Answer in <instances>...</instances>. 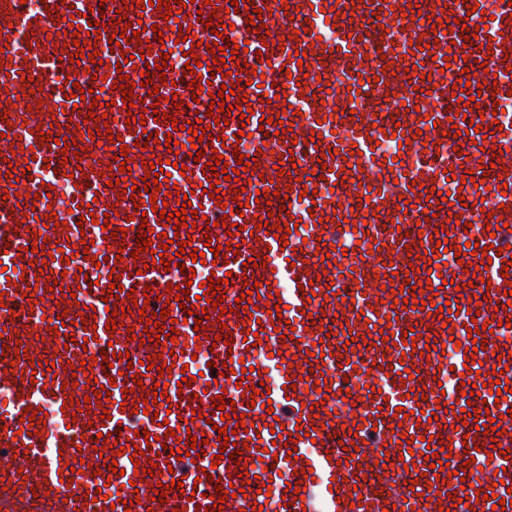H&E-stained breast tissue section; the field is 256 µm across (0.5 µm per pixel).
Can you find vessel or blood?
Here are the masks:
<instances>
[{
	"label": "vessel or blood",
	"instance_id": "1",
	"mask_svg": "<svg viewBox=\"0 0 512 512\" xmlns=\"http://www.w3.org/2000/svg\"><path fill=\"white\" fill-rule=\"evenodd\" d=\"M412 0H250L248 7L234 9L231 0H192L177 19L164 20L157 6L141 8L122 0H45L44 7L21 11L18 0H0V106L7 111L0 119V158H14L31 177L24 185L0 169V512H205L212 507L215 479L233 484L239 496L226 498L223 512H439V502L450 499L456 512H512V459L504 449L512 447V394L492 402L487 388L493 369L512 381V300L504 290L503 268L512 261V114L492 113L494 101H505L512 90V0H497L487 12L477 0H422L416 17L402 15ZM387 14H379V7ZM126 8L129 22H142L140 36L126 34L119 51H112L107 32L109 18ZM294 16H287L286 8ZM262 9L263 25L248 32L251 10ZM216 14L224 27L212 35L204 17ZM99 23L100 40L88 41L85 53L96 54L104 66L90 72L89 61L74 63L73 33L87 34L90 22ZM164 35L184 32L181 52L196 50L201 83L209 93L221 86L245 81L244 91L225 95L232 105L230 124L212 126L213 141L204 152L220 150L224 162L234 164L233 146L239 131L251 133V147L262 150L258 161L240 173L245 184L235 194L229 182H216L206 162L177 157L161 193L150 197L144 188H133L144 177L143 142L148 135L166 139L173 130L170 115L179 122L206 119V112L188 107V86L163 85L158 97L141 87V69L161 61L162 47L154 42L151 25ZM335 38L318 46L325 30ZM282 40L278 50L262 47V36ZM247 44L246 63L229 62L228 76L211 75L213 56L206 46L225 45L227 40ZM149 56H141L142 46ZM452 64H445L447 55ZM417 68L408 76L407 68ZM471 73L469 86H462V69ZM31 78L54 77L57 90L40 109L19 113L11 97L20 95L21 72ZM129 75L135 84L130 107L120 89L114 88L116 72ZM345 89L347 98L359 108L352 119L337 116L335 93L330 83ZM84 89L94 85L112 88L110 127L121 143L101 146L91 140L94 123L87 110L89 100L74 101L73 84ZM444 99L441 107L418 104L420 90ZM474 99L487 117L483 128H494L493 138L471 131L459 123L460 135L451 144L435 146L413 171L381 152L376 143L385 138L400 141L401 154L412 152L407 136L445 130L459 110L460 100ZM245 100L251 109L248 122H241L234 104ZM396 109V123L385 117ZM164 120H156V113ZM137 122L126 125L127 117ZM290 128L292 138H279L280 127ZM61 131L81 145V155H62L61 147L42 141V133ZM128 146L132 178L120 181L117 157ZM325 153L326 169L321 177L306 178L315 152ZM473 171L463 191L431 194V187L444 184L448 173ZM69 183L74 190L71 210L51 217L48 193L52 186ZM219 183L223 204H216L205 189ZM506 183L505 194L496 195L497 209L486 215L475 202L487 188ZM331 193H324V186ZM357 187L363 204L354 208L344 203L345 186ZM135 189V199L120 198L121 190ZM189 195L192 205L203 208L195 229H174L153 213L152 201L177 207L172 190ZM263 189L303 204L283 211L281 206L257 202ZM467 195L470 206L459 197ZM413 206L401 210L402 200ZM116 215H108V206ZM457 221H450V214ZM148 220L153 233L179 232L202 248L205 241L237 245L226 252L223 262L213 253L205 255V271L227 279L222 308L200 299V288L187 275L172 277L163 262L180 256L178 244H170L163 261L137 249L141 220ZM234 224V233L219 227V220ZM112 227H127V256L109 259V267L121 277L124 288L148 292L149 311H168L175 318V339L159 343L144 341L146 321L126 315L115 331L105 328L119 300L103 299L107 282L90 284L96 273L94 259L101 251V221ZM290 224L286 239L275 238L265 221ZM420 223L422 235L401 239L392 224ZM490 223L477 240L486 255L473 256V266L482 277L466 273L463 264L449 261L440 241L465 245L464 223ZM366 224L371 253L352 260L331 263L338 241L348 226ZM264 256V266L247 261ZM47 265L51 278H42L38 267ZM189 284L194 295L193 312L178 302L163 301L167 287ZM417 288V300L433 299L427 309H412L404 293ZM268 297L279 293L282 314L268 313L266 306L236 309L235 299L244 293ZM396 304H388V296ZM480 298L481 314L471 318L466 308L470 299ZM221 318L232 345L211 344L208 330H196L202 315ZM499 319L486 331L489 318ZM453 320L445 329L444 320ZM481 324L483 350L469 355L473 341L467 336L472 324ZM412 330L416 345L403 344L405 330ZM264 341H257L256 331ZM461 337L453 349L456 373L479 385V394L462 396L460 386L440 389L436 375L449 335ZM96 338L98 348L129 354L126 362L104 368L102 361L87 374L73 375V367L90 359L82 341ZM22 343L23 353L13 351ZM208 348V360L227 364L231 372L215 374L205 393L180 388L182 375L196 376L194 345ZM290 351L291 365L280 368L274 358L278 350ZM55 351L47 361V351ZM162 352L163 363L172 367L166 393L156 397L157 415L143 414L147 393L158 383L157 370L147 369V356ZM91 360V359H90ZM252 368L243 378L242 367ZM272 369L276 379L270 390H262L260 375ZM382 380L380 390L366 388L365 373ZM141 386H134V379ZM85 387L88 396L100 399L91 412H74L76 389L69 381ZM325 388H318V381ZM352 383L359 400L345 401L344 383ZM236 403L243 423L214 414L217 395ZM52 408L55 426L35 436L25 421L26 410ZM407 418L396 424V410ZM109 418H102V411ZM479 423H494L497 440L477 433L468 424L470 414ZM233 429V442L244 445L242 461L247 477L234 471L232 459L220 458L217 423ZM478 423V424H479ZM206 436L201 458L188 455L192 437ZM500 443L492 453L491 443ZM124 453L113 456L112 444ZM296 454H289V445ZM451 448V458L439 455ZM139 462H132L135 450ZM185 453L176 459L175 450ZM435 461H427L428 452ZM402 458L399 470L383 468L386 458ZM89 470H80V463ZM118 472H111V464ZM172 469L174 481L183 488L171 491L167 503L154 498L151 477L135 482L136 467ZM450 474H442V467ZM311 470V477L297 481L295 472ZM463 476H455V469ZM121 486L118 494L110 485ZM272 485L275 495L261 493ZM423 493H416V486ZM493 488L495 499L480 500L476 491ZM470 504H462V497Z\"/></svg>",
	"mask_w": 512,
	"mask_h": 512
}]
</instances>
